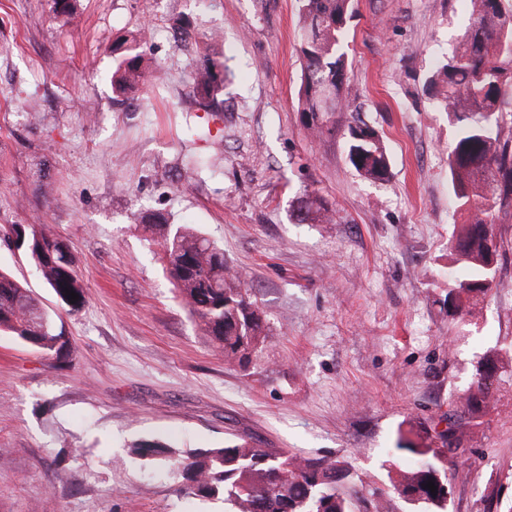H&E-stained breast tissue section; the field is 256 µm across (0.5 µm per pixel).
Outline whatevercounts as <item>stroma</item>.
<instances>
[{"instance_id": "35a3bbf8", "label": "stroma", "mask_w": 512, "mask_h": 512, "mask_svg": "<svg viewBox=\"0 0 512 512\" xmlns=\"http://www.w3.org/2000/svg\"><path fill=\"white\" fill-rule=\"evenodd\" d=\"M345 109L307 136L297 112V0H0V224H35L77 259L88 303L59 304L23 250L0 266L56 310L55 356L0 335V512H226L141 441L179 450L243 438L348 462L351 512L391 489L399 430L427 444L478 361H502L495 405L466 430L448 512L512 498V216L478 319L448 318L465 217L448 178L454 129L424 93L468 23V0H354ZM193 38L180 46L175 20ZM147 80L112 90V44L142 28ZM223 37L214 42L211 31ZM225 58L224 110L202 112L188 60ZM207 120L197 139L186 121ZM374 127L390 175L350 166L349 125ZM199 158L195 179L185 170ZM335 210L301 222L305 192ZM187 224L245 276L267 326L246 366L225 364L176 298L142 217Z\"/></svg>"}]
</instances>
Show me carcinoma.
Masks as SVG:
<instances>
[{"mask_svg": "<svg viewBox=\"0 0 512 512\" xmlns=\"http://www.w3.org/2000/svg\"><path fill=\"white\" fill-rule=\"evenodd\" d=\"M471 19L460 40L425 81V91L447 112L454 126L448 172L457 207L468 222L455 235L452 251L464 276L448 289V316L476 317L479 297L495 282V257L504 247L500 224L512 212V137H502L503 110L512 103V14L503 0H469ZM354 0H299L297 46L303 62L297 111L309 135L336 132V112L344 106L347 67L344 43ZM115 90L124 93L144 84L143 56L135 38L113 49ZM192 93L205 109H221L224 64L203 56L193 64ZM347 157L370 181L383 179L390 161L378 132L366 125L349 127ZM303 219L336 223V213L311 200ZM157 235L161 258L174 281L181 304L200 330L211 337L224 362L243 363L264 342L262 312L244 287L242 275L224 261V250L185 224H147ZM0 237L24 250L31 265L61 304L78 310L86 303L85 285L67 245L34 224H1ZM79 295L70 303L65 290ZM0 332L57 356L69 345L53 315L12 274L0 270ZM500 366L495 353L478 362L477 380L455 400L441 445L397 449L419 456L393 484L411 512H447L448 470L465 449L461 429L491 407ZM132 453L158 459L173 468L196 495L222 491L230 512H351L352 472L331 456L304 458L286 449L259 448L242 439L222 447L179 451L160 441L132 445ZM437 490L430 491L428 482Z\"/></svg>", "mask_w": 512, "mask_h": 512, "instance_id": "cac0c4a2", "label": "carcinoma"}]
</instances>
